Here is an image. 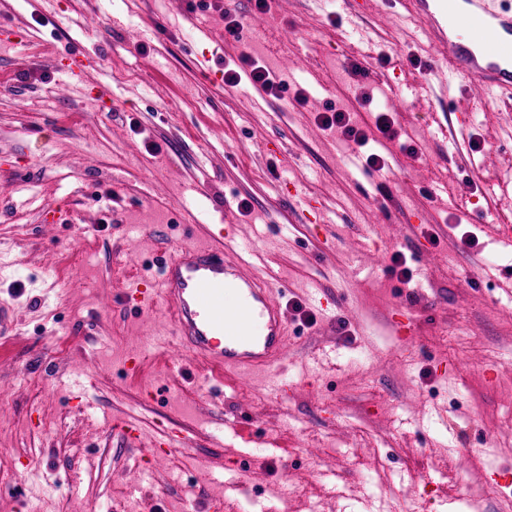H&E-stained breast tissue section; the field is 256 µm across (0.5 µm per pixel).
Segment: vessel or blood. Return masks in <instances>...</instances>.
Instances as JSON below:
<instances>
[{"mask_svg": "<svg viewBox=\"0 0 512 512\" xmlns=\"http://www.w3.org/2000/svg\"><path fill=\"white\" fill-rule=\"evenodd\" d=\"M412 13L448 52L444 89L452 94V110L462 106L454 95L461 77L472 88L512 91V0L493 7L488 0H415ZM94 66L87 55H69L56 95L71 96ZM287 291L286 283L233 273L223 244L199 237L163 251L159 287L143 290L139 303L162 299L177 358L219 374L246 370L266 377L288 349L287 315L279 301Z\"/></svg>", "mask_w": 512, "mask_h": 512, "instance_id": "b4317fda", "label": "vessel or blood"}]
</instances>
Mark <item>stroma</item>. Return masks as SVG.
Masks as SVG:
<instances>
[{
    "instance_id": "stroma-1",
    "label": "stroma",
    "mask_w": 512,
    "mask_h": 512,
    "mask_svg": "<svg viewBox=\"0 0 512 512\" xmlns=\"http://www.w3.org/2000/svg\"><path fill=\"white\" fill-rule=\"evenodd\" d=\"M206 2L53 0L49 15L0 0V25L41 36L0 46V512H202L214 495L267 512L289 481L312 512H482L474 495L489 486L512 501L498 476L512 450L486 444L512 407V244L484 192L512 179V98L494 89L449 111L440 51L383 19L406 0H359L367 41L343 0H269L266 33L240 39L224 16L248 26L254 0ZM74 53L99 58L89 79L109 95H54ZM244 53L288 85L258 112L249 87L224 82ZM410 86L384 143L389 172L358 177L356 146L319 114L346 103L375 139L379 93ZM440 125L455 149L433 139ZM381 203L398 223H373ZM220 227L225 259L288 283L279 392L158 355L127 373L124 357L155 348L167 314L99 306L156 275L157 251L185 232ZM396 252L410 283L388 269ZM403 297L417 319L406 348L390 328ZM119 417L138 420L137 446L114 433ZM164 425L195 431L193 447H159ZM357 429L373 448L354 447ZM451 452L483 465L446 493L437 464ZM375 453L388 474L369 465Z\"/></svg>"
}]
</instances>
